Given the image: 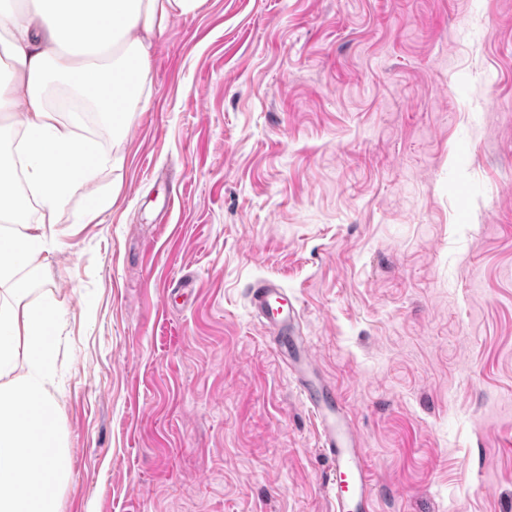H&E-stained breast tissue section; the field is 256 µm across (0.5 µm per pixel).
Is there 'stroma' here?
Instances as JSON below:
<instances>
[{
	"instance_id": "obj_1",
	"label": "stroma",
	"mask_w": 512,
	"mask_h": 512,
	"mask_svg": "<svg viewBox=\"0 0 512 512\" xmlns=\"http://www.w3.org/2000/svg\"><path fill=\"white\" fill-rule=\"evenodd\" d=\"M151 77L23 300L66 322L60 512H332L263 279L374 512H512V0H205ZM256 316L273 333L278 358L295 376L304 404L317 420L320 451L329 461V494L336 512H371L373 485L360 442L349 427L347 411L336 388L326 382L310 355L308 336L299 328V310L274 280L250 291Z\"/></svg>"
}]
</instances>
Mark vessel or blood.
Listing matches in <instances>:
<instances>
[{"instance_id": "b4317fda", "label": "vessel or blood", "mask_w": 512, "mask_h": 512, "mask_svg": "<svg viewBox=\"0 0 512 512\" xmlns=\"http://www.w3.org/2000/svg\"><path fill=\"white\" fill-rule=\"evenodd\" d=\"M250 303L271 329L278 358L294 375L304 404L317 420L320 451L330 464L328 486L335 512H371L373 485L367 459L335 387L321 377L310 355L295 302L276 281L263 280L251 289Z\"/></svg>"}]
</instances>
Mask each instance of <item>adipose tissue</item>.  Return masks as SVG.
Listing matches in <instances>:
<instances>
[{
    "label": "adipose tissue",
    "mask_w": 512,
    "mask_h": 512,
    "mask_svg": "<svg viewBox=\"0 0 512 512\" xmlns=\"http://www.w3.org/2000/svg\"><path fill=\"white\" fill-rule=\"evenodd\" d=\"M204 0H0V118L21 135L16 156L0 157V287L19 271L39 275L47 232L68 193L91 186L107 155L82 145L48 99L51 84L96 112L120 138L152 93L151 55L169 21ZM98 94H90L89 86ZM63 327L56 309L0 305V512H59L70 475L59 403L47 369L50 340ZM29 370L16 375L18 359ZM41 458L49 488L28 477Z\"/></svg>",
    "instance_id": "1"
}]
</instances>
